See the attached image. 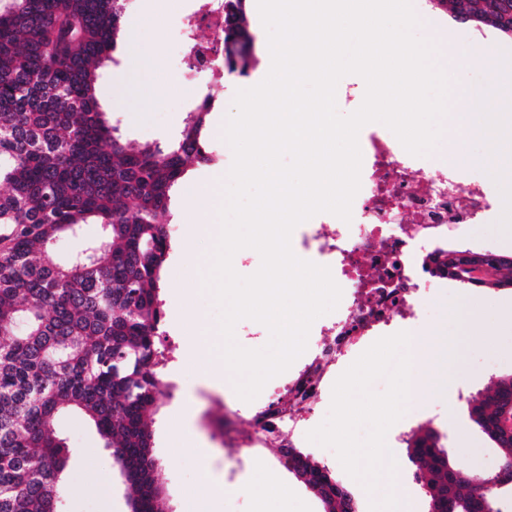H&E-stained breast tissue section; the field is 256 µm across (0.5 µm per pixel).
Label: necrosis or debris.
<instances>
[{"instance_id": "1", "label": "necrosis or debris", "mask_w": 512, "mask_h": 512, "mask_svg": "<svg viewBox=\"0 0 512 512\" xmlns=\"http://www.w3.org/2000/svg\"><path fill=\"white\" fill-rule=\"evenodd\" d=\"M183 75L195 83L224 62V0H197L183 34ZM366 163L357 200L359 220L304 225L295 255L330 269L344 294L333 319L323 322L320 338L306 348L299 363L268 387L250 409L213 423L228 448H261L267 440L280 447L307 439L305 419L288 411L289 403L312 407L332 387L336 371L352 348L393 319L413 318L437 280L447 270L431 263L433 243L450 224L471 223L487 206L480 182L460 191L452 169L435 170L427 191L415 190L412 166L389 135L374 133L359 141Z\"/></svg>"}]
</instances>
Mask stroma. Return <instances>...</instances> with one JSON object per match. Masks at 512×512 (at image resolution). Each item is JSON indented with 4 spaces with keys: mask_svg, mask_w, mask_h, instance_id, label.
Here are the masks:
<instances>
[{
    "mask_svg": "<svg viewBox=\"0 0 512 512\" xmlns=\"http://www.w3.org/2000/svg\"><path fill=\"white\" fill-rule=\"evenodd\" d=\"M145 0H128L127 18L137 28L134 40L119 39L112 60L101 68L97 98L122 139L133 144H164L179 137L197 99L212 90L206 81L184 86L175 58L182 46L180 35L195 0H162V24H153L144 12ZM421 20L416 33L433 41L448 39V51L440 61L451 77V93L484 87L482 97L470 103L471 112L484 124L496 125L503 115H512V103L496 93L498 87L512 86V38L492 28L461 23L436 7L433 0H416ZM248 21L256 37L257 62L247 74L225 73L224 86L206 117V145L213 160L191 164L172 192L165 221L179 227L165 263L163 299L165 316L161 330L169 342L184 346L196 328L193 313L204 314L217 323L219 310L211 295L197 287L195 269L210 263L219 230L218 207L211 201V188L227 172L224 160V122L233 113L237 90L260 83L269 72L267 33L256 15ZM159 50L162 68L155 74L132 64L133 52ZM496 150L491 136L467 139L466 156L458 163L459 181L482 182L489 208L469 224L448 227L452 250L493 252L512 256V189L491 173L488 162ZM405 331L414 336L441 334L455 340L460 349L456 378L451 387L432 401L417 405L408 401L404 416L388 431L386 442L399 465L398 494L410 503L412 512H429L423 485L401 442L403 432L427 426L440 435L453 466L466 475L483 480L492 475L502 450L489 440L468 415L469 400L483 397L493 383L512 373V286L475 287L448 280L446 288L429 297L415 316L406 322L376 330V337ZM227 369L220 355L189 368L173 362L163 382L168 394L154 415L155 452L163 465L164 506L167 512H188L190 495L210 486L221 512H254L255 500L248 487L254 462L243 451L216 444L208 427L223 410L243 407L232 384L224 377ZM193 415L191 430L177 437L170 432L174 412ZM59 432L73 450L65 472L62 512H126L125 487L112 464L110 450L103 447L93 429L80 417L68 415L57 422ZM259 460L284 477L291 495L285 512H323L321 502L304 482L288 471L277 447L263 448Z\"/></svg>",
    "mask_w": 512,
    "mask_h": 512,
    "instance_id": "obj_1",
    "label": "stroma"
}]
</instances>
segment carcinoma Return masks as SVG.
<instances>
[{
    "label": "carcinoma",
    "instance_id": "1",
    "mask_svg": "<svg viewBox=\"0 0 512 512\" xmlns=\"http://www.w3.org/2000/svg\"><path fill=\"white\" fill-rule=\"evenodd\" d=\"M127 0H0V512H59L72 455L57 421L82 416L112 450L129 512H165L152 416L168 359L159 332L171 238L162 217L187 164L210 162L206 115L189 113L172 144L114 135L96 97L98 69L122 34ZM245 0H224V67L252 54ZM480 17L487 0H434ZM98 224L66 260L56 245ZM512 401V374L468 403L479 427ZM429 507L471 512L481 484L457 470L430 427L407 434ZM324 512H357L328 468L281 449Z\"/></svg>",
    "mask_w": 512,
    "mask_h": 512
}]
</instances>
